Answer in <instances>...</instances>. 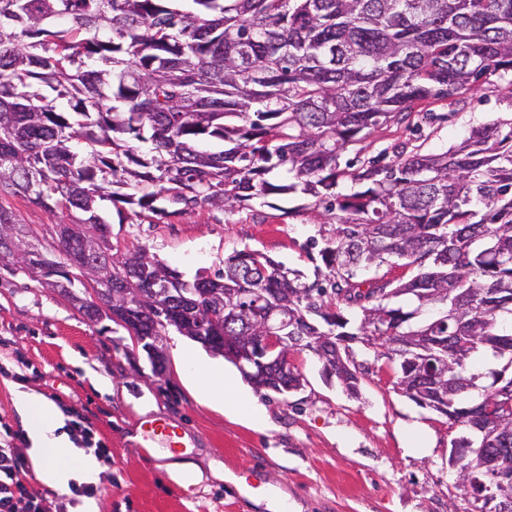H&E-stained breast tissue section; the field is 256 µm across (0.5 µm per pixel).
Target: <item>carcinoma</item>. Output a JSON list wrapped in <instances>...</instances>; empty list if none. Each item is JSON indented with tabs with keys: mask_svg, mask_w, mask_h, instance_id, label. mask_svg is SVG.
<instances>
[{
	"mask_svg": "<svg viewBox=\"0 0 512 512\" xmlns=\"http://www.w3.org/2000/svg\"><path fill=\"white\" fill-rule=\"evenodd\" d=\"M512 75V0H0V191L77 224H102L100 202L167 215L234 211L301 193L324 221L306 248L309 280L256 249L224 257L215 276L182 275L139 248L101 251L112 267V322L143 335L193 336L223 318L235 364L263 334L269 305L292 348L332 336L326 374L358 394L352 344L399 339L396 386L463 424L453 448H483L464 487L512 462V129L478 125L438 154L358 169L349 146L412 105ZM148 142L144 154L133 142ZM93 242L73 238L85 259ZM391 258L413 275L367 277ZM177 303L155 309L150 290ZM138 288L126 304L122 291ZM486 360L502 363L483 383ZM448 367L436 385L425 362ZM245 380L286 396L298 371L249 364Z\"/></svg>",
	"mask_w": 512,
	"mask_h": 512,
	"instance_id": "1",
	"label": "carcinoma"
}]
</instances>
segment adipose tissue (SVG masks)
<instances>
[{
	"mask_svg": "<svg viewBox=\"0 0 512 512\" xmlns=\"http://www.w3.org/2000/svg\"><path fill=\"white\" fill-rule=\"evenodd\" d=\"M17 403L27 415L33 461L44 485L57 490L76 477L97 480V463L69 453L64 435L58 432V414L51 405L26 393L18 394Z\"/></svg>",
	"mask_w": 512,
	"mask_h": 512,
	"instance_id": "obj_1",
	"label": "adipose tissue"
}]
</instances>
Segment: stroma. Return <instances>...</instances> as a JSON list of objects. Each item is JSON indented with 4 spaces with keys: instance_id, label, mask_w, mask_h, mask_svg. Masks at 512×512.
<instances>
[{
    "instance_id": "stroma-1",
    "label": "stroma",
    "mask_w": 512,
    "mask_h": 512,
    "mask_svg": "<svg viewBox=\"0 0 512 512\" xmlns=\"http://www.w3.org/2000/svg\"><path fill=\"white\" fill-rule=\"evenodd\" d=\"M511 122L512 86L487 75L464 94L414 104L407 124L372 130L346 157L380 158L398 142L412 152L440 153L465 139L472 126ZM0 205L17 223L35 226L44 247L53 246L56 216L6 193ZM101 210L114 253L145 248L187 280L199 271L214 274L227 255L244 248L314 272L303 245L322 218L298 195L231 212L205 206L139 215L107 201ZM130 343L112 321L89 323L23 271L0 269V422L26 429L16 402L24 391L51 404L62 421L79 412L111 452L98 463L103 495L74 512H269L266 498L274 488L301 512H448L452 505L465 512L472 503L451 448L460 428L398 391L395 364L361 344L353 346L361 377L356 398L307 350L293 355L304 386L285 398L264 395L214 355L226 375L227 402L242 391L260 409L261 422L250 424L213 407L202 387L188 382V366L204 354L202 345L169 331L162 350L171 380L163 384L146 353ZM150 419L177 427L185 460L202 474L199 481L171 478L164 443L139 447L136 435ZM228 470L237 483L225 481Z\"/></svg>"
}]
</instances>
